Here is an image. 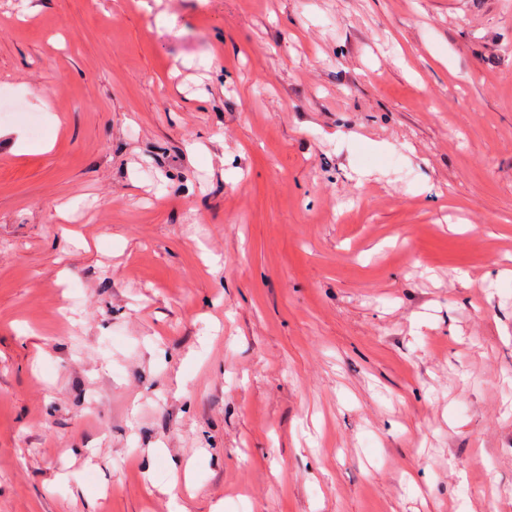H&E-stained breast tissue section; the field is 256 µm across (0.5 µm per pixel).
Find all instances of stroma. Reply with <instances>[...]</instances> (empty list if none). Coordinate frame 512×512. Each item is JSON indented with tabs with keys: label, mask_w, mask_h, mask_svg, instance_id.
<instances>
[{
	"label": "stroma",
	"mask_w": 512,
	"mask_h": 512,
	"mask_svg": "<svg viewBox=\"0 0 512 512\" xmlns=\"http://www.w3.org/2000/svg\"><path fill=\"white\" fill-rule=\"evenodd\" d=\"M0 512H512V0H0Z\"/></svg>",
	"instance_id": "1"
}]
</instances>
